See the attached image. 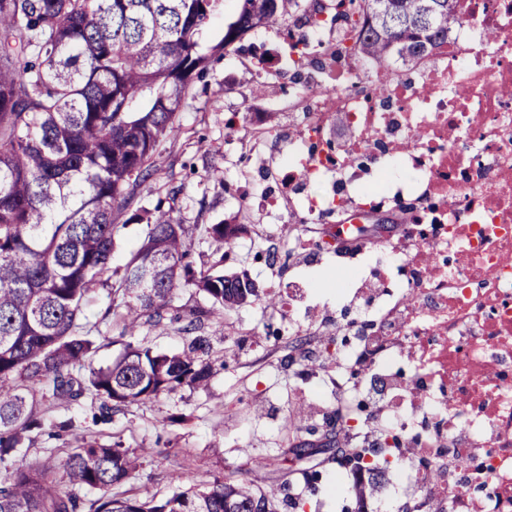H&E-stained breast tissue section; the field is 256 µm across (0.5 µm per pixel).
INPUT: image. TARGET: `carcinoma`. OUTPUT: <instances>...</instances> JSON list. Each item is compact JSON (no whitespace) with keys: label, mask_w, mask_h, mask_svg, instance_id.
<instances>
[{"label":"carcinoma","mask_w":512,"mask_h":512,"mask_svg":"<svg viewBox=\"0 0 512 512\" xmlns=\"http://www.w3.org/2000/svg\"><path fill=\"white\" fill-rule=\"evenodd\" d=\"M224 36L208 49L199 37L224 0H0V512H274L280 489L255 490L231 477L202 491L141 497L125 485L143 456L119 443L75 442L63 460L49 455L13 466L41 426L43 401L86 394L102 416L180 386L204 388L212 373L206 344L178 353L127 344L104 368L86 305L111 271L116 239L146 223L112 285L119 337L165 326L175 292L194 288L228 313L259 299L245 275L224 274V257L242 224H211L208 273L187 261L185 231L173 206L132 209L135 191L158 174L159 147L178 131L195 81L253 28L297 11L303 0H235ZM341 12L322 21L355 35L347 55L383 69L391 80L448 42L462 23L458 0H336ZM89 369L85 380L74 374ZM69 488L62 489L56 472Z\"/></svg>","instance_id":"carcinoma-1"}]
</instances>
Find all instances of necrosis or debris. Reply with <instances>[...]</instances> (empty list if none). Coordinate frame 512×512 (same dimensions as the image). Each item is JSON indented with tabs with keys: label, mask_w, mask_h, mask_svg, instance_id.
Masks as SVG:
<instances>
[{
	"label": "necrosis or debris",
	"mask_w": 512,
	"mask_h": 512,
	"mask_svg": "<svg viewBox=\"0 0 512 512\" xmlns=\"http://www.w3.org/2000/svg\"><path fill=\"white\" fill-rule=\"evenodd\" d=\"M463 22L426 64L367 91L374 71L338 67L337 87L306 100L288 160L289 182L348 176L309 212L357 214L395 204L396 237L365 224H327V236L366 239L350 265L340 362L363 357L366 381L408 389L413 405L386 419L375 443L392 448L399 512H445L454 487L421 491L400 451L435 441L438 458L473 448L476 512H512V0H459ZM495 31L487 42V31ZM347 131L335 149L328 129Z\"/></svg>",
	"instance_id": "necrosis-or-debris-1"
}]
</instances>
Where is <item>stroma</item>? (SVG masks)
<instances>
[{
	"label": "stroma",
	"mask_w": 512,
	"mask_h": 512,
	"mask_svg": "<svg viewBox=\"0 0 512 512\" xmlns=\"http://www.w3.org/2000/svg\"><path fill=\"white\" fill-rule=\"evenodd\" d=\"M301 13L287 25H266L249 31L241 50L227 51L202 81L179 114V129L164 142L156 157L160 169L152 186L137 190V203L153 207L170 188H179L173 206L191 242L188 260L195 272H206L212 247L199 228L204 224H244L224 262L228 273L244 272L256 281L260 300L224 314L211 309L204 295L192 288L177 291L173 306L179 320L165 328L142 331L134 341L158 352L175 353L197 336L207 341L208 357L214 365L204 389L182 386L158 399L120 407L111 420L99 417V404L83 397L67 404H46L40 409L42 426L31 443L16 457L17 465L49 454L62 457L75 436L109 446L142 448L143 467L130 486L143 495L159 498L172 486L170 472L181 476L182 488H200L225 477L263 486L279 478L285 449L320 440L325 430L292 423L289 400L307 394L312 404L335 401L336 386L326 375H309L303 368L304 353H292V340L283 335L288 325L285 294L291 282L302 280L314 290L297 308L311 312L332 307L336 293L346 284L345 275L327 281L323 273L335 264L333 249L322 260H306L297 268L281 261V253L294 252L298 232L287 216H280L275 229H267L264 211L250 207L244 196L240 172L257 153L275 149L277 139L287 137L294 124L291 102L296 88L289 80L284 58L289 53L288 30L303 28ZM267 129L265 138L253 133L254 122ZM273 296L275 305L264 302ZM111 299L99 289L88 306L91 322L97 323L101 345L94 364H110L124 350L126 341L112 326ZM198 311L194 334L182 331V315ZM72 420L70 429L58 424ZM269 466L254 469L257 458ZM335 459L317 458L319 479L315 491L302 489V475L291 474L283 486L276 512H301L303 502L320 505L322 512H336L329 485L336 482Z\"/></svg>",
	"instance_id": "35a3bbf8"
}]
</instances>
